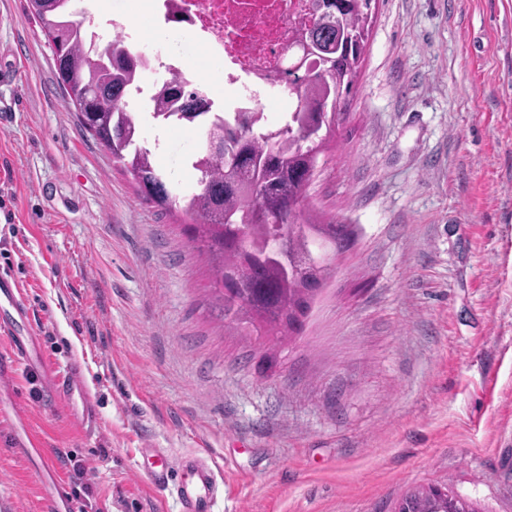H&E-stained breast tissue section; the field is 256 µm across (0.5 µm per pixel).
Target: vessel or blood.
<instances>
[{
	"instance_id": "1",
	"label": "vessel or blood",
	"mask_w": 512,
	"mask_h": 512,
	"mask_svg": "<svg viewBox=\"0 0 512 512\" xmlns=\"http://www.w3.org/2000/svg\"><path fill=\"white\" fill-rule=\"evenodd\" d=\"M0 312L10 315L12 324H26L24 334L10 333L8 349L15 357L30 361L37 354L38 338L30 329L27 294L18 281L0 272ZM41 373L64 405L72 424L86 434L98 432L100 422L94 398L80 364L65 370L44 362ZM146 462L140 472L154 489H172L178 512H215L224 494L220 466L209 455L199 452L176 456L158 448L142 449Z\"/></svg>"
}]
</instances>
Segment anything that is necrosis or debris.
<instances>
[{
    "instance_id": "4bbe7bcc",
    "label": "necrosis or debris",
    "mask_w": 512,
    "mask_h": 512,
    "mask_svg": "<svg viewBox=\"0 0 512 512\" xmlns=\"http://www.w3.org/2000/svg\"><path fill=\"white\" fill-rule=\"evenodd\" d=\"M311 0H151L152 19H171L192 31L207 62L221 63L228 113L268 122L263 98L286 84L288 39L295 21L308 17ZM141 70L165 80L199 84L198 71L182 58L139 50Z\"/></svg>"
}]
</instances>
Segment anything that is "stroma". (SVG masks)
<instances>
[{"instance_id": "obj_1", "label": "stroma", "mask_w": 512, "mask_h": 512, "mask_svg": "<svg viewBox=\"0 0 512 512\" xmlns=\"http://www.w3.org/2000/svg\"><path fill=\"white\" fill-rule=\"evenodd\" d=\"M0 67V269L28 294L40 356L83 364L101 418L79 433L0 334V501L46 512L20 412L102 512H177L137 471L148 443L209 452L217 512H395L428 485L512 512V0H377L308 189L357 238L280 340L212 312L188 225L80 127L29 0H0ZM141 142L194 183L202 130L148 117Z\"/></svg>"}]
</instances>
